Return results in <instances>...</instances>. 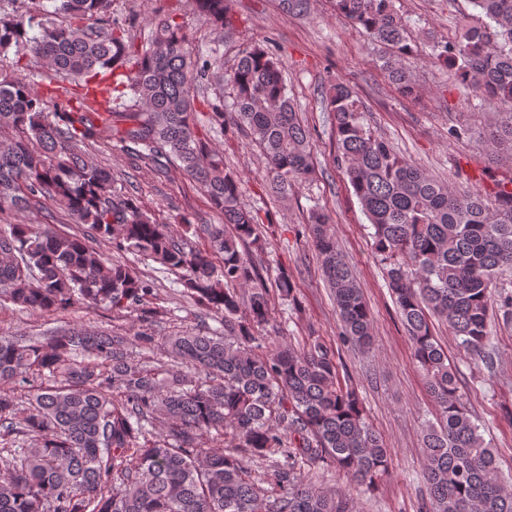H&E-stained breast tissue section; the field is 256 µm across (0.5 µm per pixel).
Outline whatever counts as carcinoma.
<instances>
[{"instance_id": "1", "label": "carcinoma", "mask_w": 512, "mask_h": 512, "mask_svg": "<svg viewBox=\"0 0 512 512\" xmlns=\"http://www.w3.org/2000/svg\"><path fill=\"white\" fill-rule=\"evenodd\" d=\"M46 17H0V54L23 46L47 67L53 91L23 77L0 80V214L50 203L86 226L80 236L47 224L0 228V303L55 314L84 301L119 317L152 321L157 288L136 269L105 264L96 242L179 275L193 300L224 318V331L178 330L166 338L181 368L150 364L155 336L74 328L53 336L0 337V512H352L345 494L318 490L302 468L328 461L356 488L374 491L391 450L372 427L357 387L340 378L336 352L311 332L296 347L269 336L275 299L296 303L286 270L267 286L258 269L265 230L241 201V177L224 167L194 119L195 90L221 66L192 54L185 25L159 20L137 47L112 19V0H52ZM474 23L452 39L426 33L431 56L452 70L462 101H493L482 132L512 158V0H467ZM205 22L233 30L229 0H195ZM389 49L382 68L414 93L403 61L414 54L396 0H329ZM267 47L241 52L228 74L231 103L211 104L209 126L233 120L267 163L268 187L286 199L314 174L312 133L298 116ZM334 164L371 228L425 380L437 422L423 430L424 512H512L498 454L463 405L456 366L433 332L444 321L471 360L493 367L491 290L512 279V177L489 192L458 191L401 157L367 120L354 88L332 83ZM117 146L159 176L173 167L197 182L222 224H193L206 250L154 222L134 194L111 190L98 156ZM314 210L312 247L333 290L341 339L373 343V321L354 275ZM32 389L27 412L12 383ZM35 437L27 446L24 437ZM229 443H224V440ZM280 455L260 486L252 464Z\"/></svg>"}]
</instances>
